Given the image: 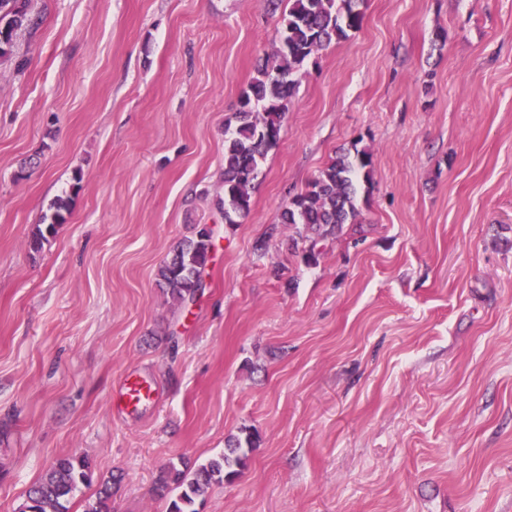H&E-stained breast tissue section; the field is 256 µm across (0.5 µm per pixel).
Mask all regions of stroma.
<instances>
[{"label":"stroma","mask_w":512,"mask_h":512,"mask_svg":"<svg viewBox=\"0 0 512 512\" xmlns=\"http://www.w3.org/2000/svg\"><path fill=\"white\" fill-rule=\"evenodd\" d=\"M288 8L27 0L0 64V512L67 455L95 470L70 512L115 471L112 512H167L161 468L251 432L200 512H512V0H365L228 224L225 125ZM356 141L358 221L306 263L281 211ZM207 224L182 306L157 269ZM130 373L157 397L121 413Z\"/></svg>","instance_id":"stroma-1"}]
</instances>
